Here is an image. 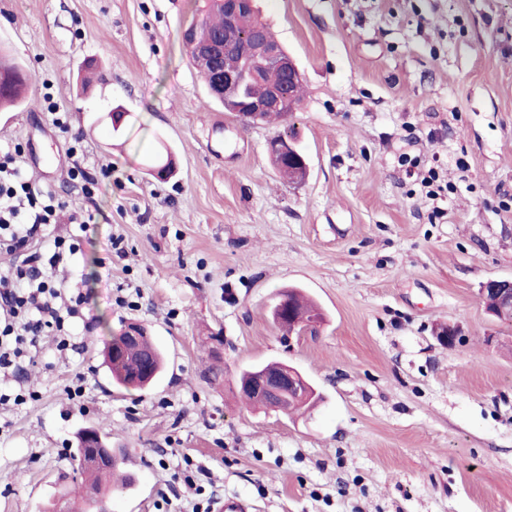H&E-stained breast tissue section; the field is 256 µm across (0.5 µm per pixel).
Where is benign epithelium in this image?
Here are the masks:
<instances>
[{
	"mask_svg": "<svg viewBox=\"0 0 512 512\" xmlns=\"http://www.w3.org/2000/svg\"><path fill=\"white\" fill-rule=\"evenodd\" d=\"M224 6L225 30L223 38L214 37L200 42L193 27L186 28L182 38L196 53L215 58L224 55L236 45L235 35L243 17L254 14V0H221ZM246 51L251 60L280 70L288 75V80L298 82L300 74L293 60L279 44L267 41L264 29L259 24L249 28ZM246 72L231 70H215L210 73L207 81L209 94L223 103L224 109L235 113L245 123L255 122L263 118L266 112H280L288 115L297 104L281 95L279 90L272 88L268 93L254 101L239 105L237 94L244 82ZM480 295L490 306V312L501 321L512 322V280H489L480 288ZM237 387L251 389L260 395H267L278 402V410L288 413L296 400L310 398V384L292 367L285 363L275 362L263 365L257 375L248 381L236 380Z\"/></svg>",
	"mask_w": 512,
	"mask_h": 512,
	"instance_id": "1",
	"label": "benign epithelium"
}]
</instances>
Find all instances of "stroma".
<instances>
[{
    "instance_id": "obj_1",
    "label": "stroma",
    "mask_w": 512,
    "mask_h": 512,
    "mask_svg": "<svg viewBox=\"0 0 512 512\" xmlns=\"http://www.w3.org/2000/svg\"><path fill=\"white\" fill-rule=\"evenodd\" d=\"M200 5L0 0V47L32 76L27 102L0 111V149L20 148L33 188L66 202L41 247L76 240L56 284L85 297L70 348L49 330L22 379L0 368V390L24 397L0 404V512H50L86 427L130 454L136 482L112 512L227 496L255 512H512V324L479 294L512 279V0H255L303 98L249 126L189 60L181 32ZM282 132L307 156L302 182L270 161ZM162 146L165 181L146 167ZM76 153L93 195L70 175ZM432 167L448 184L437 200L420 183ZM292 287L321 309L315 334L273 322ZM133 321L166 359L139 391L101 364ZM448 324L452 346L434 337ZM267 361L297 369L316 405L243 402L237 371Z\"/></svg>"
}]
</instances>
